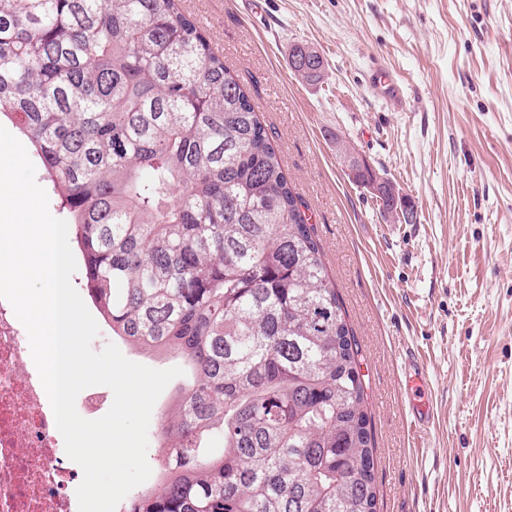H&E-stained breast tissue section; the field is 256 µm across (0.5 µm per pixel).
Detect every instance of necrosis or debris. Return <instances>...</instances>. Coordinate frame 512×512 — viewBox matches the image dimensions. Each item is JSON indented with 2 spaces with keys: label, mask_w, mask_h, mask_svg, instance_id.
<instances>
[{
  "label": "necrosis or debris",
  "mask_w": 512,
  "mask_h": 512,
  "mask_svg": "<svg viewBox=\"0 0 512 512\" xmlns=\"http://www.w3.org/2000/svg\"><path fill=\"white\" fill-rule=\"evenodd\" d=\"M75 471L11 304L0 299V512H74Z\"/></svg>",
  "instance_id": "obj_1"
}]
</instances>
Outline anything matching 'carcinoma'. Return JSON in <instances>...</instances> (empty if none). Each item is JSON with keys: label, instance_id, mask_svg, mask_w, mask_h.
<instances>
[{"label": "carcinoma", "instance_id": "cac0c4a2", "mask_svg": "<svg viewBox=\"0 0 512 512\" xmlns=\"http://www.w3.org/2000/svg\"><path fill=\"white\" fill-rule=\"evenodd\" d=\"M2 115L112 336L185 369L123 512H376L359 345L308 205L180 0H0ZM0 126L5 127L15 138H17L24 145V147H25V149L27 151V154H28L31 162L33 163V165L35 167V179H36V182L46 191V193L48 195V198H49V210H50L51 214L54 217H56V218L62 219V217H61V215H60V213L58 211V207L56 205V199H55V196H54V194L52 192V189H51L50 185L48 184V182L44 179L41 167H40L37 159L35 158V156L33 154V151H32V148L29 145V143H27L17 133V131L12 127L11 123L8 120H6L5 118L1 119Z\"/></svg>", "mask_w": 512, "mask_h": 512}]
</instances>
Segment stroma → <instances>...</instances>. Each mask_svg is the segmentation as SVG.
<instances>
[{"mask_svg":"<svg viewBox=\"0 0 512 512\" xmlns=\"http://www.w3.org/2000/svg\"><path fill=\"white\" fill-rule=\"evenodd\" d=\"M306 201L361 351L377 512H512V0H181ZM305 44L320 81L294 75ZM401 79L377 96L372 63ZM347 146L412 201L392 222ZM429 376L419 426L405 362Z\"/></svg>","mask_w":512,"mask_h":512,"instance_id":"1","label":"stroma"}]
</instances>
